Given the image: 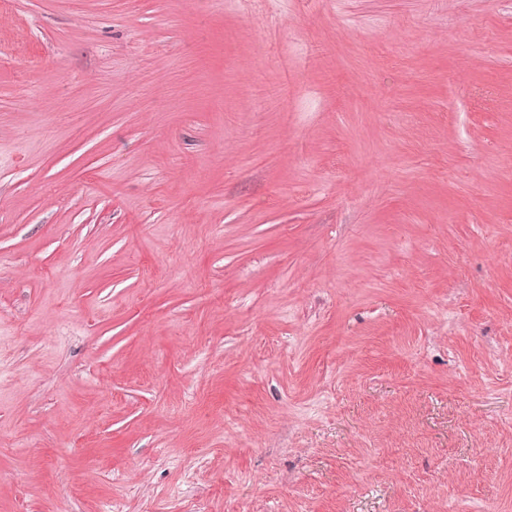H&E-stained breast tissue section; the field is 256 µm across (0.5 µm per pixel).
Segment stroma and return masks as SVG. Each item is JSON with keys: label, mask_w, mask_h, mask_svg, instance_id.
<instances>
[{"label": "stroma", "mask_w": 512, "mask_h": 512, "mask_svg": "<svg viewBox=\"0 0 512 512\" xmlns=\"http://www.w3.org/2000/svg\"><path fill=\"white\" fill-rule=\"evenodd\" d=\"M512 0H0V512H512Z\"/></svg>", "instance_id": "obj_1"}]
</instances>
